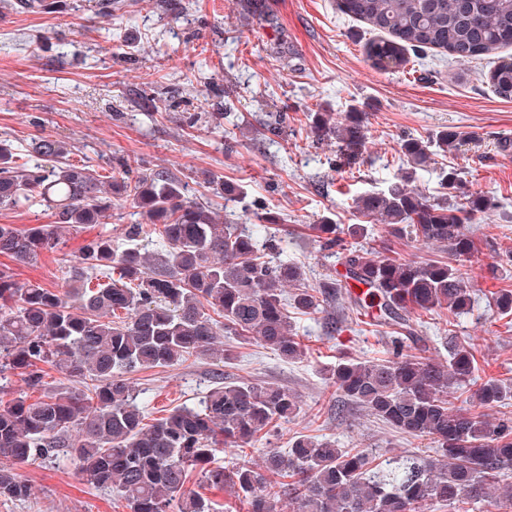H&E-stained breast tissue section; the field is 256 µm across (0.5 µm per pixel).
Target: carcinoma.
Masks as SVG:
<instances>
[{
    "label": "carcinoma",
    "mask_w": 512,
    "mask_h": 512,
    "mask_svg": "<svg viewBox=\"0 0 512 512\" xmlns=\"http://www.w3.org/2000/svg\"><path fill=\"white\" fill-rule=\"evenodd\" d=\"M339 6L389 35L367 45L369 59L383 71L405 68L408 50L441 49L464 65L512 46V0H340ZM489 84L496 96L512 100V60L491 69ZM365 116L355 105L338 118L316 112L311 130L357 155ZM464 140L460 132L442 130L427 142L404 141L402 153L421 166ZM32 150L42 163L29 167L0 143V207L37 197L55 221L27 229L0 224L1 255L29 262L56 248L67 229L98 223L121 202L140 209L143 222L129 225L119 245L109 236L88 242L62 291L0 271V377L22 370L28 387L41 390V365L48 364L87 384L78 392L48 390L33 402L0 400L1 458L46 463L70 452L131 512H211L203 497L186 490L195 469L214 487L251 496L252 512H269L261 489L287 497L293 512H470L489 500L512 505V419L494 423L475 409L512 400V385L478 382L476 344L452 328L448 362L437 361L417 345L411 323L413 313L470 308L463 257L474 243L464 225L486 213L483 197L432 203L399 183L353 199L362 217L390 234L447 248L445 260L385 258L374 247L345 245L327 220L315 225L324 249L344 251V278L370 289L366 300L344 290L347 309L369 310L396 333L391 357L338 363L336 392L398 432L429 438L439 456L378 462L363 450L295 436L287 452L266 451L263 470L226 469L211 466L217 453L243 448L289 422L300 411L297 394L269 383L218 381L198 407L147 423L143 392L126 374L214 354L223 335L258 341L285 361L303 356L288 308L317 314L320 301L305 284L303 266L267 258L264 247L275 248V218L252 228L222 223L214 203L190 199L186 183L164 170L135 174L127 166L107 184L95 170L69 162L64 140L42 137ZM157 243L162 250L154 252ZM94 274L106 281L92 283ZM490 303L511 316L512 289L493 293ZM467 388L468 406L455 405ZM34 494L32 484L0 465V498L25 501Z\"/></svg>",
    "instance_id": "carcinoma-1"
}]
</instances>
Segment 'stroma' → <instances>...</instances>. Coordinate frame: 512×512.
<instances>
[{
    "mask_svg": "<svg viewBox=\"0 0 512 512\" xmlns=\"http://www.w3.org/2000/svg\"><path fill=\"white\" fill-rule=\"evenodd\" d=\"M111 1L53 0V10L31 12L17 0H0V139L20 149V162H27L32 141L51 136L70 143V163L93 166L103 176L124 162L135 170L166 169L190 182L193 199L211 175L241 185L243 195L219 201L221 217L251 225L261 215L276 216L288 248L275 262L303 265L315 289L343 269L338 252L321 250L315 223L325 216L342 228L362 223L353 196L406 174L432 200L452 198L443 176L455 167L466 193L493 204L465 227L475 245L465 262L471 309L425 315L418 333L444 361L443 328L453 322L458 335L476 344L477 377L512 384V319L489 304L492 292L512 289V267L501 262L512 251V101L492 92L491 60L460 65L428 50L409 54L406 72L378 70L365 51L375 32L342 13L339 0H180L176 15L171 0H115V9ZM353 104L366 112L367 124L363 154L350 161L335 142L316 141L310 116ZM194 112L221 118L191 129L184 117ZM272 112L286 116L278 135L263 139L249 132V124ZM231 127L237 139L229 143L224 131ZM445 129L467 134L468 142L414 169L401 158L404 140H426ZM137 221L132 205L115 207L31 262L0 255V270L61 288L69 261L88 240H122L126 226ZM385 243L392 258L440 255L436 245L388 240L380 224L363 241L376 248ZM290 320L305 346L301 359L286 362L259 343L227 336V359L200 355L134 373L148 396L147 418L198 405L221 377L263 381L295 392L301 411L244 449H225L218 459L225 468L259 467L266 449L286 450L297 433L387 458L434 455L431 441L394 431L361 407L334 410L333 369L347 357H390L384 328L341 316L331 300L321 313H294ZM13 469L36 494L22 502L0 500V512H130L72 457Z\"/></svg>",
    "mask_w": 512,
    "mask_h": 512,
    "instance_id": "stroma-1",
    "label": "stroma"
}]
</instances>
